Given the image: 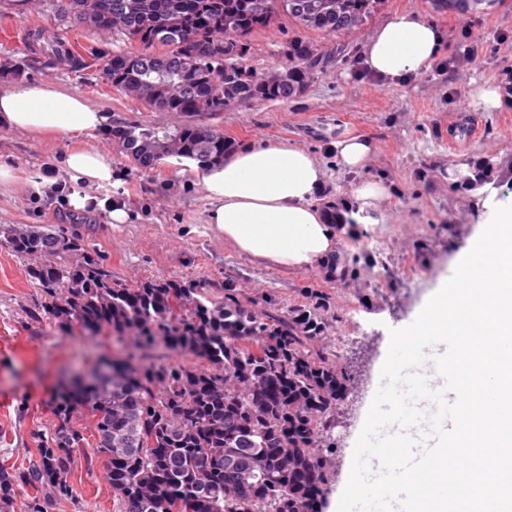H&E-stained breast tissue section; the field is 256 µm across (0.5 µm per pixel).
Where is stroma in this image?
<instances>
[{
  "instance_id": "1",
  "label": "stroma",
  "mask_w": 512,
  "mask_h": 512,
  "mask_svg": "<svg viewBox=\"0 0 512 512\" xmlns=\"http://www.w3.org/2000/svg\"><path fill=\"white\" fill-rule=\"evenodd\" d=\"M404 11L433 22L443 47L422 75L388 82L365 68L364 45L375 28ZM47 23L36 4L25 17L0 18V69L23 64L25 80L48 79L84 96L110 112L116 127L184 123V116L148 109L116 90L100 67L74 73L17 40V33ZM295 33L281 19L252 35L248 65L262 76L282 69L284 46ZM305 37L323 64L301 95L234 102L224 111L201 113L196 121L223 132L238 148L264 142L311 152L327 173L318 205L352 201L365 180L386 186L375 223L340 238V271L282 270L237 253L207 224L209 201L193 172L171 157L139 169L104 130L58 138L0 127V163L18 177L11 188L0 189V227L29 224L78 233L118 283L176 281L212 304L223 303L230 292L261 316H286L321 297L325 329L318 347L358 380L337 402L330 439L321 450L329 470L322 509L335 512L381 380L391 330L411 324L453 274L490 208L512 204V59L495 50L497 43H512V0H489L465 13L449 9L444 0H386L359 30L309 31ZM486 87L498 91V108L479 105L477 96ZM348 137L367 139L373 147L358 173L344 170L332 151L336 141ZM72 147L110 152L112 185L90 187L51 172L52 160ZM488 155L503 166L499 184L453 188V171ZM50 174L68 185L66 198L34 194L32 183ZM87 196L97 198L96 207H78ZM110 198L133 211L130 223L111 222L103 205ZM33 263L0 245V455L19 464L35 455L37 433L52 429L53 400L71 390L84 360H111L120 345L132 342L128 336L92 337L76 325L34 318L44 294L28 275ZM69 483L72 496L59 499L54 512H113L112 489L93 443L76 451Z\"/></svg>"
}]
</instances>
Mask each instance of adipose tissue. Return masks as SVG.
<instances>
[{
  "instance_id": "1",
  "label": "adipose tissue",
  "mask_w": 512,
  "mask_h": 512,
  "mask_svg": "<svg viewBox=\"0 0 512 512\" xmlns=\"http://www.w3.org/2000/svg\"><path fill=\"white\" fill-rule=\"evenodd\" d=\"M437 27L413 12L391 17L364 46L365 63L379 78L421 75L440 53ZM109 113L55 82L0 87V126L17 132L63 136L111 124ZM210 203L207 222L237 252L286 270L303 271L336 254L341 225L328 223L315 200L326 171L303 148L246 146L224 160L202 164L184 158ZM59 165L73 179L101 186L113 178L112 157L90 147L63 154Z\"/></svg>"
}]
</instances>
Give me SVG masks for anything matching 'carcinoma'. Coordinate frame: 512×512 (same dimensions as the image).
I'll list each match as a JSON object with an SVG mask.
<instances>
[{"mask_svg":"<svg viewBox=\"0 0 512 512\" xmlns=\"http://www.w3.org/2000/svg\"><path fill=\"white\" fill-rule=\"evenodd\" d=\"M385 0H41L54 20L34 41L54 48L56 60L79 72L98 64L117 90L149 109L178 112L176 128L139 133L112 130L139 168L164 155L199 161L224 159L233 142L194 121L233 101H285L307 87L321 56L302 36L288 40V78L267 84L245 67L244 39L283 15L299 30L327 34L361 28ZM29 0H0V14L22 17ZM87 27L137 43L138 52L79 47L67 32ZM490 156L454 172L453 185L475 190L494 182ZM0 244L42 262L30 275L45 293L34 317L78 323L94 333L106 326L131 333L138 350L162 342L208 363L116 364L89 393H69L54 405L58 423L38 435L37 455L17 466L0 461V512H16L18 496L32 489L23 512H52L69 484L85 437L76 419L90 416L96 453L105 459L114 512H319L327 468L317 449L328 418L351 377L317 350L322 303L288 318L262 319L232 295L208 305L176 281L147 280L134 288L112 281L82 236L59 237L38 226L0 229Z\"/></svg>","mask_w":512,"mask_h":512,"instance_id":"cac0c4a2","label":"carcinoma"}]
</instances>
